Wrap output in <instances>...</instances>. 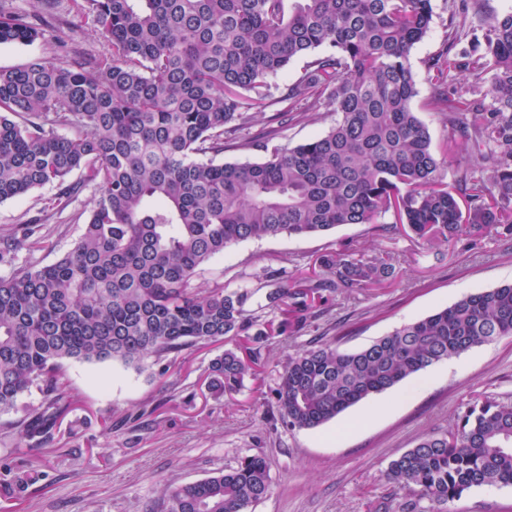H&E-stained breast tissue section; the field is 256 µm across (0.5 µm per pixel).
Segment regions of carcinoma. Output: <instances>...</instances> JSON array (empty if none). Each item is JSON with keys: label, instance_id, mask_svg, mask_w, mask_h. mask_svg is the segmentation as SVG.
I'll return each mask as SVG.
<instances>
[{"label": "carcinoma", "instance_id": "carcinoma-1", "mask_svg": "<svg viewBox=\"0 0 512 512\" xmlns=\"http://www.w3.org/2000/svg\"><path fill=\"white\" fill-rule=\"evenodd\" d=\"M82 0L78 14L105 43L0 69V204L52 185L67 202L95 189L82 235L50 265L0 276V411L31 389L37 413L22 438L43 442L72 405L63 362L140 367L195 344L249 336L252 292L197 287L202 267L236 243L325 234L388 217L428 246L512 234V12L448 0V39L424 60L428 104L445 130L434 149L412 102L411 51L431 0ZM484 31V50L458 52ZM55 31L49 16L0 13V46ZM306 57L276 96L271 80ZM490 73L475 101L448 93L453 71ZM272 111L266 115V111ZM333 114L307 142L288 126ZM257 162L217 163L226 151ZM455 163L452 184L442 168ZM80 173L82 182L69 178ZM20 241L0 238V263ZM311 277L272 278L265 307L283 335L326 293L396 278V268L347 249ZM512 336V284L466 295L369 346L324 345L290 356L274 389L283 423L312 429L428 367ZM250 363L214 359L208 388L239 391ZM386 478L401 512H445L476 487L512 484V401L485 397L446 433L424 435ZM271 492L269 464L248 455L204 480L166 489L160 512H247Z\"/></svg>", "mask_w": 512, "mask_h": 512}]
</instances>
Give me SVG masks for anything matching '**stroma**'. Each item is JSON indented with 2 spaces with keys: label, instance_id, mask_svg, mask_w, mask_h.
<instances>
[{
  "label": "stroma",
  "instance_id": "1",
  "mask_svg": "<svg viewBox=\"0 0 512 512\" xmlns=\"http://www.w3.org/2000/svg\"><path fill=\"white\" fill-rule=\"evenodd\" d=\"M433 23L411 53L419 95L412 106L433 143L444 129L428 106L424 60L448 34V0H431ZM4 13L51 12L63 35L89 53L104 44L79 26L76 0H0ZM93 196L85 189L62 203L55 187L35 189L0 204V237L22 235L31 222L48 234L46 247L18 250L13 267L38 268L60 258L81 235ZM346 246L365 257H382L398 275L380 288L332 295L321 315L297 332L279 334L280 313L261 314L258 327L270 338L244 388L231 396L208 389L211 361L233 340L193 345L142 367L118 361L64 362L74 395L51 438L36 444L13 436L17 421L33 414L41 395L19 396L0 413V466L25 477L17 497L0 493V512H157L166 487L195 482L233 467L245 455L266 457L269 496L248 512H399L385 473L391 460L427 433L452 427L458 416L488 395L512 399V337L458 356L453 369L436 364L374 395L314 429H291L279 418L274 388L289 354L320 344L356 350L403 324L452 305L464 295L512 283V235L488 237L475 247H430L405 233L381 236L348 224L323 235H285L248 240L213 258L197 280L200 288L249 284L265 269L276 275H309L322 255ZM449 512H512V485L473 488Z\"/></svg>",
  "mask_w": 512,
  "mask_h": 512
}]
</instances>
